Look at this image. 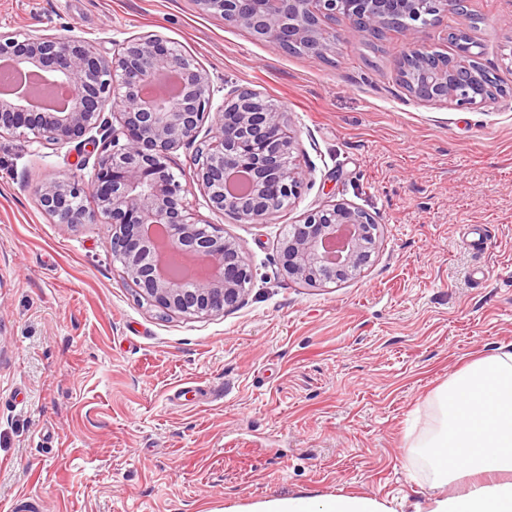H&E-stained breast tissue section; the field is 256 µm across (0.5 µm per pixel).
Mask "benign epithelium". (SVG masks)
I'll return each mask as SVG.
<instances>
[{
	"instance_id": "1",
	"label": "benign epithelium",
	"mask_w": 512,
	"mask_h": 512,
	"mask_svg": "<svg viewBox=\"0 0 512 512\" xmlns=\"http://www.w3.org/2000/svg\"><path fill=\"white\" fill-rule=\"evenodd\" d=\"M224 23L258 31L282 51L302 48L322 56L336 33L329 24L347 22L351 31L380 35L395 28L405 37L401 61H410L406 91L412 98L448 101L477 108L490 98L484 66L472 52L471 37L459 44L471 64L442 65L420 33L446 11L468 13L470 0H197ZM0 60L24 63L60 78L75 89L78 105L41 112L29 99H0V134L33 135L56 145L92 146L97 152L90 181L59 178L37 188L40 206L59 224H90L103 215L112 224V254L124 276L160 311L211 316L237 306L249 293L253 269L238 241L214 225L189 220L184 198L189 187L171 170L172 152L195 146L193 182L207 206L241 224L259 223L301 196L305 175L295 168V137L288 113L254 90L234 87L213 106L207 70L158 33L128 38L107 56L77 36L0 34ZM177 72L180 96L160 108L144 96L147 84ZM110 112L118 125L109 123ZM211 136L199 138L205 121ZM103 135V141L93 133ZM251 176L250 188L227 192L235 173ZM90 196L94 205L81 203ZM164 226L173 248L208 264L192 281L169 274L148 225ZM379 225L364 209L343 200L309 211L280 239L283 275L308 287L344 281L370 261Z\"/></svg>"
}]
</instances>
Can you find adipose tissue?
<instances>
[{
	"mask_svg": "<svg viewBox=\"0 0 512 512\" xmlns=\"http://www.w3.org/2000/svg\"><path fill=\"white\" fill-rule=\"evenodd\" d=\"M435 425L405 441L407 461H422L435 495L414 502L412 512H512V343L479 358L435 395ZM469 482L463 493L442 487L457 475ZM232 512H391L362 495L319 496L301 492L272 497Z\"/></svg>",
	"mask_w": 512,
	"mask_h": 512,
	"instance_id": "1",
	"label": "adipose tissue"
}]
</instances>
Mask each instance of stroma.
Returning <instances> with one entry per match:
<instances>
[{
    "instance_id": "stroma-1",
    "label": "stroma",
    "mask_w": 512,
    "mask_h": 512,
    "mask_svg": "<svg viewBox=\"0 0 512 512\" xmlns=\"http://www.w3.org/2000/svg\"><path fill=\"white\" fill-rule=\"evenodd\" d=\"M512 0H470L427 25L431 49L471 32L505 89L462 108L409 97L402 35L376 47L343 20L325 56L286 53L197 0H0V33L75 34L113 53L157 32L211 75L285 109L302 195L239 224L187 195L253 268L224 313L151 307L112 258V226L63 225L37 186L77 172L73 146L0 135V512H225L308 491L406 512L429 494L403 457L436 390L512 343ZM376 220L355 277L283 276L288 225L334 200ZM481 225L482 251L466 243Z\"/></svg>"
}]
</instances>
